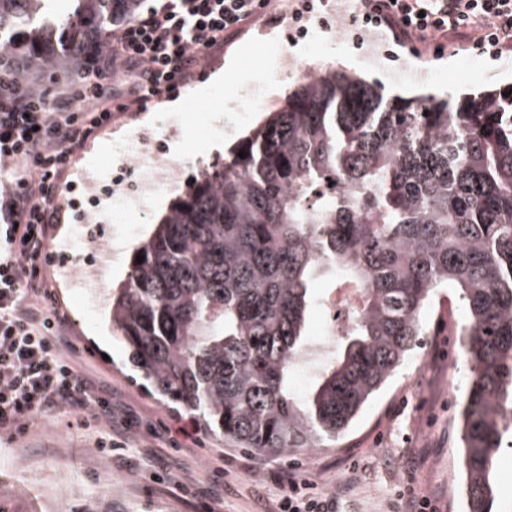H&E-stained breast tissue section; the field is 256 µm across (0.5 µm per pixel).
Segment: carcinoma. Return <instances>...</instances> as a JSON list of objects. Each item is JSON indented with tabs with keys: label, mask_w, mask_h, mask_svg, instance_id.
<instances>
[{
	"label": "carcinoma",
	"mask_w": 512,
	"mask_h": 512,
	"mask_svg": "<svg viewBox=\"0 0 512 512\" xmlns=\"http://www.w3.org/2000/svg\"><path fill=\"white\" fill-rule=\"evenodd\" d=\"M144 2L0 0V74L27 94L85 68ZM318 278L354 284L363 305L298 396L290 377ZM439 288L467 311L466 512H499L495 454L512 440V85L453 99L387 96L333 69L299 80L133 245L109 320L163 400L241 448L285 455L350 431L423 340Z\"/></svg>",
	"instance_id": "obj_1"
}]
</instances>
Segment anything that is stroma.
<instances>
[{"instance_id": "obj_1", "label": "stroma", "mask_w": 512, "mask_h": 512, "mask_svg": "<svg viewBox=\"0 0 512 512\" xmlns=\"http://www.w3.org/2000/svg\"><path fill=\"white\" fill-rule=\"evenodd\" d=\"M291 19L288 11L274 20L258 17L233 44L207 54L177 92L138 109L122 111V78H103V94L119 112L78 154L62 185L48 255L39 265L67 319L66 332L77 348L80 368L94 392L111 401L112 411L85 422L63 406L38 417L24 437L0 432V512H197L200 502L216 493L224 498L223 512H264L263 500L279 495L271 472L280 457L258 456L206 431L193 416L160 400L130 366L124 344L106 322L110 288L124 278L129 252L114 256L96 298L74 288L67 273L86 261L81 240L84 170L111 172L134 132L154 134L172 127L177 131L172 151L190 159L180 177L188 182L199 166L215 161L208 151L213 140L232 146L294 87L299 64L308 61L311 44L322 37L289 43L287 66L268 79V48ZM230 62L238 65L240 78L212 87L213 76ZM320 65L350 70L391 94L455 98L512 83V50L498 56L481 52L465 30L436 37L425 46L397 44L362 31L326 50ZM259 84L264 100L258 107L225 111L226 102ZM174 102L179 105L175 111L170 108ZM465 317L453 293L439 290L425 315L429 336L348 434L332 447L291 455V462L319 473L323 489L340 497L342 512H386L397 485L408 476L415 486L438 495L442 512H460L459 492L448 486V451L457 447L460 430L448 415L459 407L468 367L463 362L449 366L446 340ZM114 426L127 427L132 448L126 455L102 456L97 433ZM188 448L198 449V457L187 458ZM187 462L200 478L193 494L152 478ZM222 465L227 468L224 483L213 485L211 472Z\"/></svg>"}]
</instances>
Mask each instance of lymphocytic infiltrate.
I'll list each match as a JSON object with an SVG mask.
<instances>
[{"mask_svg":"<svg viewBox=\"0 0 512 512\" xmlns=\"http://www.w3.org/2000/svg\"><path fill=\"white\" fill-rule=\"evenodd\" d=\"M354 18L395 43H428L470 28L493 54L512 49V0H355ZM260 0H158L111 37L99 66L79 71L56 99L0 90V430L26 435L33 421L67 404L111 412L71 355L66 323L38 262L49 246L57 200L85 143L111 124L101 104L105 73L130 75L129 103L174 93L201 56L231 44ZM279 498L265 512H339L317 475L281 468Z\"/></svg>","mask_w":512,"mask_h":512,"instance_id":"1","label":"lymphocytic infiltrate"}]
</instances>
